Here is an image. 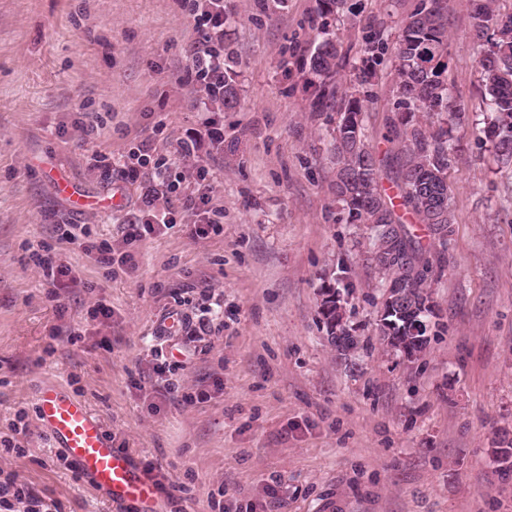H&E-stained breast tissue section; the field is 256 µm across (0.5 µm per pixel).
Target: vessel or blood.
Here are the masks:
<instances>
[{
	"mask_svg": "<svg viewBox=\"0 0 512 512\" xmlns=\"http://www.w3.org/2000/svg\"><path fill=\"white\" fill-rule=\"evenodd\" d=\"M36 413L54 447L115 512H160L164 499L157 478L130 452L114 447L102 418L79 396L59 384H45Z\"/></svg>",
	"mask_w": 512,
	"mask_h": 512,
	"instance_id": "1",
	"label": "vessel or blood"
}]
</instances>
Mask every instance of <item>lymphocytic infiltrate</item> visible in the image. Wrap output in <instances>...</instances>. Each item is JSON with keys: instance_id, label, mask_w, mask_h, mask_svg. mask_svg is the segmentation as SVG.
<instances>
[{"instance_id": "lymphocytic-infiltrate-1", "label": "lymphocytic infiltrate", "mask_w": 512, "mask_h": 512, "mask_svg": "<svg viewBox=\"0 0 512 512\" xmlns=\"http://www.w3.org/2000/svg\"><path fill=\"white\" fill-rule=\"evenodd\" d=\"M191 17L196 39L190 43L186 77L193 85L221 88L224 81V0H191ZM220 133H211L209 140L196 134L179 138L174 156L159 153L154 140L144 138L136 142L134 154L139 167H147L149 178L143 182L140 194V215L131 222L125 234L127 241L145 238L155 233L153 221L158 210L180 209L193 216L195 222L190 234L206 239L219 234L223 227L215 220L212 188L207 179L208 151L206 142H220ZM92 168L105 180L135 178L139 167H121L103 152L89 158ZM57 242L61 245L81 244L86 254L104 266L125 265L132 257L116 253L111 243L94 241L84 224H61L57 227ZM0 512H61L59 501L37 491L19 480L14 472L0 469Z\"/></svg>"}]
</instances>
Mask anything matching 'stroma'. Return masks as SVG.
Here are the masks:
<instances>
[{
    "instance_id": "obj_1",
    "label": "stroma",
    "mask_w": 512,
    "mask_h": 512,
    "mask_svg": "<svg viewBox=\"0 0 512 512\" xmlns=\"http://www.w3.org/2000/svg\"><path fill=\"white\" fill-rule=\"evenodd\" d=\"M412 2L361 0L325 19L344 56L339 90L358 82L369 23L396 44ZM224 10L238 105L206 112L183 79L196 37L188 0H0V435L22 410L31 430L26 455L0 451V469L64 512H111L39 428L35 397L58 381L115 444L159 462L167 483H188L184 512H262L273 481L284 512H512V471L495 453L512 441V166L484 134L471 0H448L451 111L431 123L456 146L452 233L428 280L434 336L414 363L380 336L390 281L372 231L347 223L329 191L335 123L307 86L319 0H224ZM403 112L383 63L362 113L377 154ZM213 128L224 133L208 161L223 233L195 240L179 224L123 245L140 185L103 180L88 155L126 164L135 140L167 154L186 132ZM54 167L82 185L84 211L58 193ZM63 221L125 246L134 268L109 276L81 247L59 248L83 284L52 299L29 255L58 248ZM343 271L345 321L360 341L345 362L319 315L322 288ZM190 283L223 294L224 330L159 342L189 356L178 393L163 397L153 332ZM100 299L112 307L104 322L88 314Z\"/></svg>"
}]
</instances>
